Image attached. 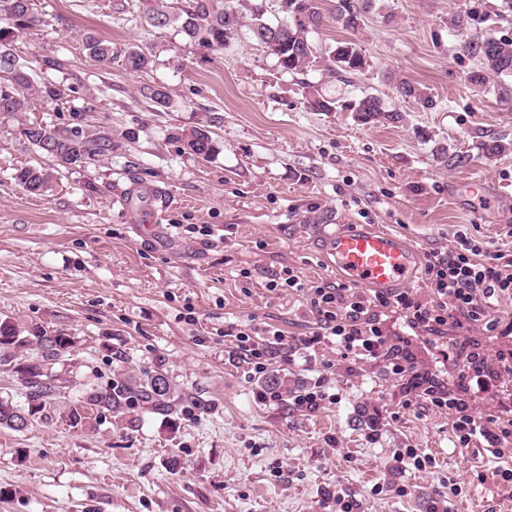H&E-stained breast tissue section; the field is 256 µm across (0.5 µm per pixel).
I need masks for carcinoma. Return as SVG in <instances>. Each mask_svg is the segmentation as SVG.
<instances>
[{
	"instance_id": "carcinoma-1",
	"label": "carcinoma",
	"mask_w": 512,
	"mask_h": 512,
	"mask_svg": "<svg viewBox=\"0 0 512 512\" xmlns=\"http://www.w3.org/2000/svg\"><path fill=\"white\" fill-rule=\"evenodd\" d=\"M364 5L359 0H338L336 23L346 30L356 31L363 22ZM281 11L285 19L273 23L264 14L254 12L249 24L250 37L267 48L277 59L279 67L291 74L302 73L313 62V45L308 34L318 29L323 16L320 0H282ZM145 18L158 29L173 28L188 43H198L210 48L224 47V41L234 29L241 26L238 12L224 6V0H185L177 11L170 10L167 0H152L145 11ZM31 0H0V116L13 118L25 111L27 92L35 90L37 97L46 103L60 99L61 90L51 82L33 86L30 68L19 61L11 49L16 34L36 22ZM88 54L101 61L112 59V48L94 35L83 36ZM465 50L478 58L479 67L469 75L470 84L477 90L485 89L491 75L512 76V40L493 37L476 43H466ZM336 77L347 80L362 71L366 59L358 44L339 42L329 52ZM126 66L133 71L150 67L151 56L139 46L128 47ZM142 95L160 107L170 103L169 88L164 85L145 86ZM306 107L314 112H334L338 109L356 113L364 124H395L402 115L396 109L388 110L381 100L366 94L348 103L328 98L319 91H307ZM20 134L40 152L65 164L80 166L112 154L115 149L112 133H91L80 126L56 127L37 122L21 124ZM172 139L180 143L184 152L202 157L215 155L218 143L207 127H194L188 131L177 130ZM15 182L24 190L39 194L52 186V174L42 167L25 166L15 170ZM42 349V355L29 360L17 358L16 349L30 343ZM73 347V339L65 334L49 336L41 330L29 336L22 335L15 325L0 321V366H7L16 374L22 390L23 401L0 397V426L14 431L29 427L25 417L35 421L44 416L55 393L69 379L53 371L55 361ZM182 400L178 386L159 368L139 375H129L106 389L86 394L85 404L102 416L123 410L135 402L147 413L172 418Z\"/></svg>"
}]
</instances>
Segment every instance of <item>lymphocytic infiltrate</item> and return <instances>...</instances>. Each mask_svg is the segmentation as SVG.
Wrapping results in <instances>:
<instances>
[{
	"instance_id": "obj_1",
	"label": "lymphocytic infiltrate",
	"mask_w": 512,
	"mask_h": 512,
	"mask_svg": "<svg viewBox=\"0 0 512 512\" xmlns=\"http://www.w3.org/2000/svg\"><path fill=\"white\" fill-rule=\"evenodd\" d=\"M423 277L433 295L429 301L408 289L369 296L345 282L308 284L289 267L269 280L268 287L302 293L314 317L310 343L327 340L342 355L370 361L388 357L389 373L403 381L406 390L416 391L418 399L432 407L447 410L455 447L467 448L481 439L488 442L499 461L494 479L500 486L512 488V418L479 417L454 390L424 383L414 373L407 349L389 350L378 320L379 309L399 310L405 313L410 328L437 336L447 325L449 313L455 311L467 324L496 331L499 322L492 318L488 300L494 296L512 300V250L489 248L460 231L451 247L427 254ZM235 337L241 357L258 375L266 372L273 346H289L282 331H273L267 340L250 325L238 329Z\"/></svg>"
}]
</instances>
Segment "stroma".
<instances>
[{
    "label": "stroma",
    "instance_id": "35a3bbf8",
    "mask_svg": "<svg viewBox=\"0 0 512 512\" xmlns=\"http://www.w3.org/2000/svg\"><path fill=\"white\" fill-rule=\"evenodd\" d=\"M32 2L37 21L12 50L63 97L0 118V320L71 336L56 369L74 383L28 429L0 427V488L12 492L0 512H336L340 496L353 512H512L486 442L454 447L447 412L406 406L386 360L300 345L313 322L305 298L267 288L286 267L306 283L336 280L321 241L328 223L398 237L420 259L463 228L502 246L512 77L476 91L464 45L511 39L512 0H368L354 32L336 24L337 0H321L315 58L301 74L282 71L244 26L215 49L150 27L146 0ZM88 32L111 45V61L86 53ZM349 39L367 65L343 82L328 72V50ZM134 44L153 58L139 73L124 66ZM404 81L434 108L403 97ZM158 83L171 91L168 107L141 94ZM307 84L344 100L376 94L403 120L370 126L310 111ZM25 120L108 129L118 141L111 155L71 166L29 144ZM200 125L219 144L214 156L171 139ZM484 137L511 148L484 156ZM26 165L50 169L51 189L19 187L12 175ZM473 180L482 197L466 191ZM240 324L293 340L269 358L283 391L320 385L335 401L308 412L263 397L227 334ZM412 345L420 368L462 384L466 359L444 361L422 338ZM159 362L208 410L184 406L171 427L139 408L94 426L70 420L87 391ZM403 448L435 458L432 472L400 470ZM448 477L459 492L446 497ZM376 484L384 493L373 494Z\"/></svg>",
    "mask_w": 512,
    "mask_h": 512
}]
</instances>
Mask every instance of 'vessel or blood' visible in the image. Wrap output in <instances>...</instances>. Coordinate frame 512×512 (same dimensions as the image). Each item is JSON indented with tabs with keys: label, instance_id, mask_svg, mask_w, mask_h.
I'll list each match as a JSON object with an SVG mask.
<instances>
[{
	"label": "vessel or blood",
	"instance_id": "b4317fda",
	"mask_svg": "<svg viewBox=\"0 0 512 512\" xmlns=\"http://www.w3.org/2000/svg\"><path fill=\"white\" fill-rule=\"evenodd\" d=\"M323 243L337 272L353 285L388 291L414 280L415 257L397 237L341 224L325 233Z\"/></svg>",
	"mask_w": 512,
	"mask_h": 512
}]
</instances>
